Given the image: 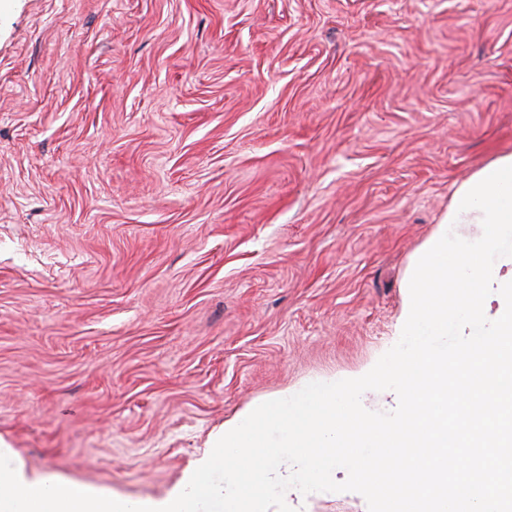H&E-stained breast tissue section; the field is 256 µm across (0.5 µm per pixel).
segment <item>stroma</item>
<instances>
[{"label": "stroma", "mask_w": 512, "mask_h": 512, "mask_svg": "<svg viewBox=\"0 0 512 512\" xmlns=\"http://www.w3.org/2000/svg\"><path fill=\"white\" fill-rule=\"evenodd\" d=\"M509 152L512 0H0V441L165 499L250 404L372 369Z\"/></svg>", "instance_id": "stroma-1"}]
</instances>
